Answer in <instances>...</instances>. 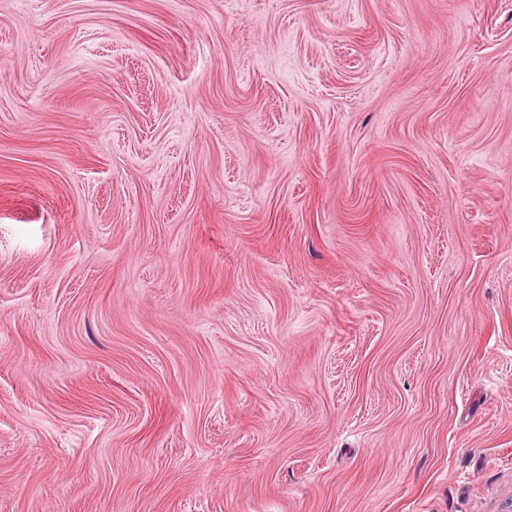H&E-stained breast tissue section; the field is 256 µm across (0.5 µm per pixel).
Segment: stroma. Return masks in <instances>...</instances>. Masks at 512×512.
<instances>
[{
	"instance_id": "35a3bbf8",
	"label": "stroma",
	"mask_w": 512,
	"mask_h": 512,
	"mask_svg": "<svg viewBox=\"0 0 512 512\" xmlns=\"http://www.w3.org/2000/svg\"><path fill=\"white\" fill-rule=\"evenodd\" d=\"M0 512H512V0H0Z\"/></svg>"
}]
</instances>
